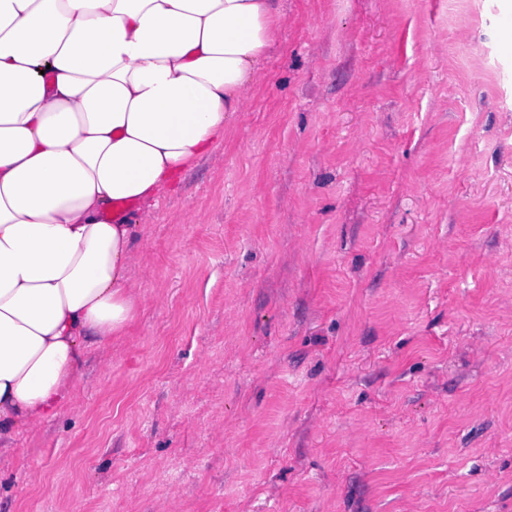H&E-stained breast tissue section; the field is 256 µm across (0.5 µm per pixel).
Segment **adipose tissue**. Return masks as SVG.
Returning a JSON list of instances; mask_svg holds the SVG:
<instances>
[{"label":"adipose tissue","mask_w":512,"mask_h":512,"mask_svg":"<svg viewBox=\"0 0 512 512\" xmlns=\"http://www.w3.org/2000/svg\"><path fill=\"white\" fill-rule=\"evenodd\" d=\"M272 0H0V445L54 417L85 339L126 335L146 202L215 158Z\"/></svg>","instance_id":"ef3b65f1"}]
</instances>
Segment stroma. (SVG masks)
<instances>
[{"label": "stroma", "instance_id": "obj_1", "mask_svg": "<svg viewBox=\"0 0 512 512\" xmlns=\"http://www.w3.org/2000/svg\"><path fill=\"white\" fill-rule=\"evenodd\" d=\"M276 6L0 512H512V0Z\"/></svg>", "mask_w": 512, "mask_h": 512}]
</instances>
